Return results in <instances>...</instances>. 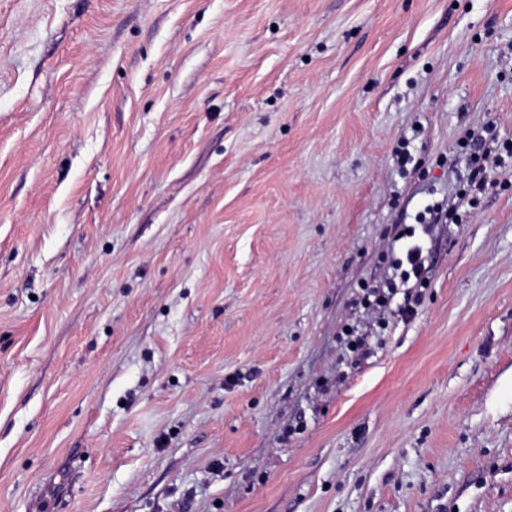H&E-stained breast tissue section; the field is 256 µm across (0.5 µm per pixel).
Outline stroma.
I'll use <instances>...</instances> for the list:
<instances>
[{"label": "stroma", "instance_id": "35a3bbf8", "mask_svg": "<svg viewBox=\"0 0 512 512\" xmlns=\"http://www.w3.org/2000/svg\"><path fill=\"white\" fill-rule=\"evenodd\" d=\"M508 143L512 0H0V512H512ZM405 261L407 268H403L404 262L399 260L395 269L400 270L399 278L403 284H408L412 279L415 280L414 285H422L425 282V257L423 250L419 245L409 247L405 253Z\"/></svg>", "mask_w": 512, "mask_h": 512}]
</instances>
